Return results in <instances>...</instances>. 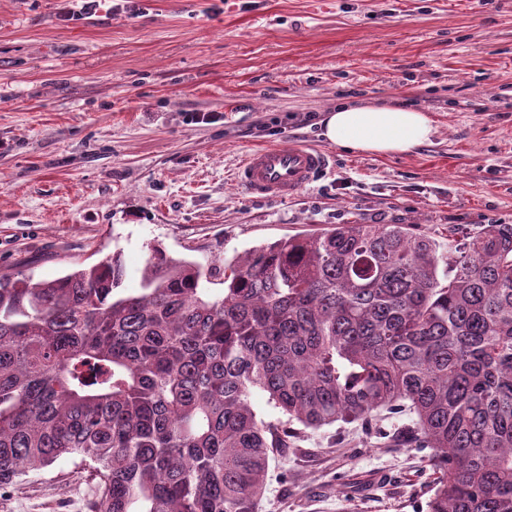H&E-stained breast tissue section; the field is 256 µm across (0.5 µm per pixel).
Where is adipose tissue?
Here are the masks:
<instances>
[{"label":"adipose tissue","instance_id":"1","mask_svg":"<svg viewBox=\"0 0 512 512\" xmlns=\"http://www.w3.org/2000/svg\"><path fill=\"white\" fill-rule=\"evenodd\" d=\"M434 133V120L427 112L403 105L344 104L321 120L327 142L355 153L409 154L428 144Z\"/></svg>","mask_w":512,"mask_h":512}]
</instances>
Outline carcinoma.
Here are the masks:
<instances>
[{
  "label": "carcinoma",
  "instance_id": "obj_1",
  "mask_svg": "<svg viewBox=\"0 0 512 512\" xmlns=\"http://www.w3.org/2000/svg\"><path fill=\"white\" fill-rule=\"evenodd\" d=\"M150 248L61 278L0 276V487L78 456L94 512H259L270 449L407 410L434 450L428 512H512V224L448 250L338 224L224 261V289ZM282 414L257 417L255 390Z\"/></svg>",
  "mask_w": 512,
  "mask_h": 512
}]
</instances>
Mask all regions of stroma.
I'll return each mask as SVG.
<instances>
[{
  "instance_id": "35a3bbf8",
  "label": "stroma",
  "mask_w": 512,
  "mask_h": 512,
  "mask_svg": "<svg viewBox=\"0 0 512 512\" xmlns=\"http://www.w3.org/2000/svg\"><path fill=\"white\" fill-rule=\"evenodd\" d=\"M0 0V275L53 280L118 255L137 291L148 248L204 266L338 224H512V0ZM429 112L403 156L329 144L342 103ZM302 142L327 168L291 199L234 181L247 151ZM402 412L270 452L259 512H428L429 448ZM98 474L68 457L0 490V512H92ZM64 6L58 13L59 20L63 22L76 21L84 17L95 15L100 9L102 0H65ZM79 2H81L79 4Z\"/></svg>"
}]
</instances>
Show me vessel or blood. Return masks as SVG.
Segmentation results:
<instances>
[{"mask_svg": "<svg viewBox=\"0 0 512 512\" xmlns=\"http://www.w3.org/2000/svg\"><path fill=\"white\" fill-rule=\"evenodd\" d=\"M324 151L304 144L269 145L249 151L235 172L248 192L272 198L296 195L324 170Z\"/></svg>", "mask_w": 512, "mask_h": 512, "instance_id": "obj_1", "label": "vessel or blood"}]
</instances>
